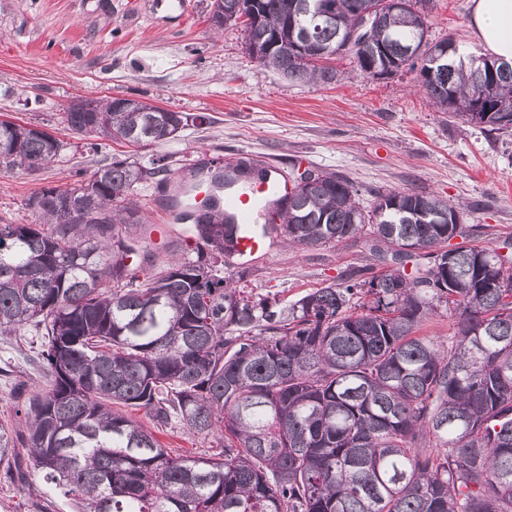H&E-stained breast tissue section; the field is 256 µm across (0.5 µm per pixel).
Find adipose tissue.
<instances>
[{
	"label": "adipose tissue",
	"instance_id": "1",
	"mask_svg": "<svg viewBox=\"0 0 512 512\" xmlns=\"http://www.w3.org/2000/svg\"><path fill=\"white\" fill-rule=\"evenodd\" d=\"M470 28L486 52L512 60V0H472Z\"/></svg>",
	"mask_w": 512,
	"mask_h": 512
}]
</instances>
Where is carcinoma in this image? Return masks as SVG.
Listing matches in <instances>:
<instances>
[{
  "mask_svg": "<svg viewBox=\"0 0 512 512\" xmlns=\"http://www.w3.org/2000/svg\"><path fill=\"white\" fill-rule=\"evenodd\" d=\"M258 60L298 83H336L319 61L353 56L372 78L419 68L431 105L489 131L512 130V62L464 59L451 39L423 40L425 0H222ZM182 112L132 100L72 106L70 131L130 145L178 135ZM64 144L0 121V170H41ZM172 187L165 157L117 159L28 200L35 224H0V334L33 326L46 388L17 406L27 434L0 427V466L27 448L32 472L76 512H512V254L474 239L462 207L417 191L376 194L362 209L350 179H294L262 229L292 248L364 236L375 260L284 304L231 270L240 225L191 208L190 189L269 176L209 161ZM152 179L176 220L181 253L149 272L131 197ZM465 236L469 243L451 244ZM414 263L412 272L406 266ZM445 310L454 332L420 336ZM142 411L153 428L133 413ZM173 425L216 446L164 447Z\"/></svg>",
  "mask_w": 512,
  "mask_h": 512,
  "instance_id": "1",
  "label": "carcinoma"
}]
</instances>
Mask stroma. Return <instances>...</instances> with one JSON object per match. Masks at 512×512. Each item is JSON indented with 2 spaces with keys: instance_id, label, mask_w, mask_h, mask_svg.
Wrapping results in <instances>:
<instances>
[{
  "instance_id": "obj_1",
  "label": "stroma",
  "mask_w": 512,
  "mask_h": 512,
  "mask_svg": "<svg viewBox=\"0 0 512 512\" xmlns=\"http://www.w3.org/2000/svg\"><path fill=\"white\" fill-rule=\"evenodd\" d=\"M184 13L156 0H0V121L41 126L67 149L41 170L0 172V224H32L29 198L75 182L112 158H168L172 177L201 159L253 158L275 173L293 165L349 178L362 208L377 192L413 189L461 205L480 239L512 245V134L490 132L429 105L418 71L377 80L354 59H330L331 85L296 84L245 49L244 23L213 32L212 0H186ZM471 0H431V40H472ZM132 97L192 118L178 137L139 147L74 135L63 121L79 97ZM153 227L156 263L177 238L155 183L134 194ZM365 238L292 250L271 238L249 258V288L286 302L340 272L371 264ZM37 333L0 336V426L23 431L19 398L44 387L33 360ZM0 512H72L40 477L14 482L0 473Z\"/></svg>"
}]
</instances>
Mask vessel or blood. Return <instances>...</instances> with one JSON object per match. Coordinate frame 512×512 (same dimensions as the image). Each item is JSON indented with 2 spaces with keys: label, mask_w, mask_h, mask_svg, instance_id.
I'll return each mask as SVG.
<instances>
[{
  "label": "vessel or blood",
  "mask_w": 512,
  "mask_h": 512,
  "mask_svg": "<svg viewBox=\"0 0 512 512\" xmlns=\"http://www.w3.org/2000/svg\"><path fill=\"white\" fill-rule=\"evenodd\" d=\"M290 187L283 178L271 177L245 188L225 189L222 205L227 214L242 225L243 235L238 244L241 257H248L265 248L267 239L257 226L262 211L288 194Z\"/></svg>",
  "instance_id": "obj_1"
}]
</instances>
